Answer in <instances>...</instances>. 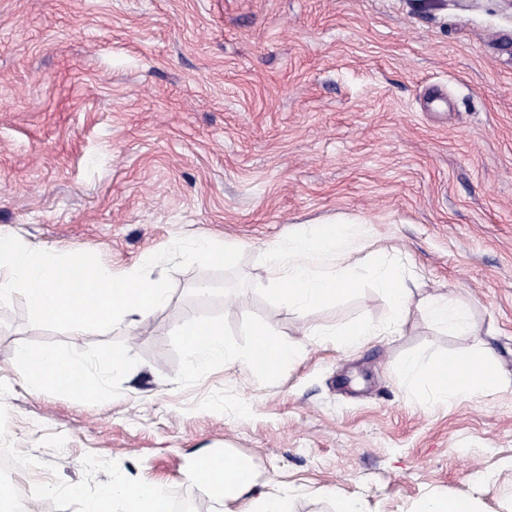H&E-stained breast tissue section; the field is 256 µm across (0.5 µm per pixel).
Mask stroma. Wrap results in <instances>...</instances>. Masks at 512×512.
I'll use <instances>...</instances> for the list:
<instances>
[{"instance_id": "obj_1", "label": "stroma", "mask_w": 512, "mask_h": 512, "mask_svg": "<svg viewBox=\"0 0 512 512\" xmlns=\"http://www.w3.org/2000/svg\"><path fill=\"white\" fill-rule=\"evenodd\" d=\"M336 222L367 239L353 264L404 263L399 335L316 338L381 322L373 290L302 314L257 294L262 254ZM0 231L110 272L179 238L244 252L234 275L153 267L173 290L133 331L52 333L18 294L0 308V448L24 461L32 501L84 512L118 475L224 512L188 475L228 455L287 512L463 494L512 512V387L434 402L400 373L481 342L512 379V0H0ZM236 275L239 293L190 295ZM433 293L468 306L476 336L431 322L419 300ZM189 319L223 323L243 354L259 327L303 349L267 376L194 371ZM22 347L86 359L94 396L30 385ZM114 347L116 372L100 359Z\"/></svg>"}]
</instances>
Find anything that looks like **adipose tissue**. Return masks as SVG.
Segmentation results:
<instances>
[{"instance_id":"ef3b65f1","label":"adipose tissue","mask_w":512,"mask_h":512,"mask_svg":"<svg viewBox=\"0 0 512 512\" xmlns=\"http://www.w3.org/2000/svg\"><path fill=\"white\" fill-rule=\"evenodd\" d=\"M424 313L433 323L448 331L470 336L474 326L464 306L455 304L440 295H430L423 300ZM180 338L190 347V366L195 370L222 362L232 366L245 365L257 375L278 371L294 361L299 350L273 338L264 329H256L248 354H240L235 345L224 338L223 324L186 321L179 330ZM16 361L33 384L64 386L73 382V394L88 397L93 393L87 379V363L78 356L47 354L36 358L27 350H18ZM402 373L415 377L421 392L433 393L443 399L472 397L480 392L500 390L506 387L499 364L488 350L476 355H454L437 362H425L420 358L407 357ZM199 481L214 494L223 496L224 512H285L284 499L278 495H266L255 499L250 495L253 474L250 467L237 459H203L196 467ZM89 512H169L168 501L162 490L154 485H129L114 481L111 489L101 498L88 504Z\"/></svg>"}]
</instances>
